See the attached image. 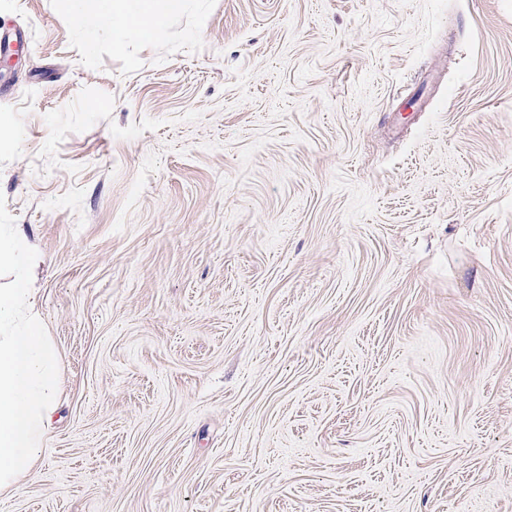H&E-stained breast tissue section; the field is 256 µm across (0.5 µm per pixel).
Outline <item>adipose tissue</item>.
<instances>
[{"instance_id":"adipose-tissue-1","label":"adipose tissue","mask_w":512,"mask_h":512,"mask_svg":"<svg viewBox=\"0 0 512 512\" xmlns=\"http://www.w3.org/2000/svg\"><path fill=\"white\" fill-rule=\"evenodd\" d=\"M95 21L121 32L135 28L140 37L153 39L164 21L181 11L183 0H80Z\"/></svg>"}]
</instances>
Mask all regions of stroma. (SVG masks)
Listing matches in <instances>:
<instances>
[{
    "instance_id": "stroma-1",
    "label": "stroma",
    "mask_w": 512,
    "mask_h": 512,
    "mask_svg": "<svg viewBox=\"0 0 512 512\" xmlns=\"http://www.w3.org/2000/svg\"><path fill=\"white\" fill-rule=\"evenodd\" d=\"M0 29L59 355L0 512H512V0Z\"/></svg>"
}]
</instances>
